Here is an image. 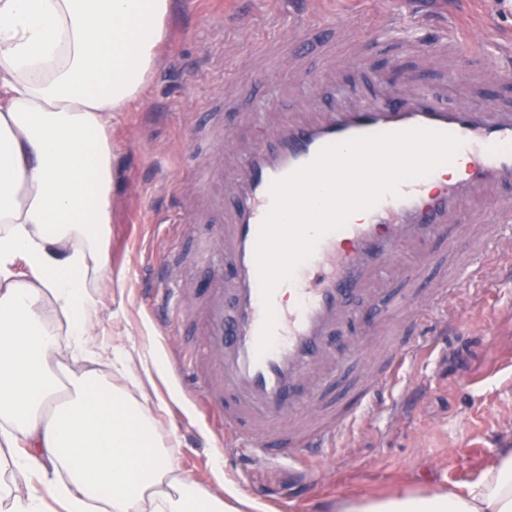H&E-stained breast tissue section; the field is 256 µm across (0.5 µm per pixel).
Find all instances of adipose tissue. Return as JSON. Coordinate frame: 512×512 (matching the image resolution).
<instances>
[{"label":"adipose tissue","instance_id":"ef3b65f1","mask_svg":"<svg viewBox=\"0 0 512 512\" xmlns=\"http://www.w3.org/2000/svg\"><path fill=\"white\" fill-rule=\"evenodd\" d=\"M170 8L0 0V461L25 477L0 483V512H44L48 496L65 512H242L246 502L180 473L120 346L110 364L126 387L93 369L60 378L43 315L54 301L72 360L83 358L111 268V117L143 92ZM336 512H512V440L466 490L351 497Z\"/></svg>","mask_w":512,"mask_h":512}]
</instances>
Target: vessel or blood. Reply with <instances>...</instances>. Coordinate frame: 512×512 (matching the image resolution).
Masks as SVG:
<instances>
[{
	"label": "vessel or blood",
	"instance_id": "obj_1",
	"mask_svg": "<svg viewBox=\"0 0 512 512\" xmlns=\"http://www.w3.org/2000/svg\"><path fill=\"white\" fill-rule=\"evenodd\" d=\"M315 0H288L299 86L337 85L336 98L261 100L257 111L225 125L203 163L200 193L207 213L201 260L208 277L194 303L177 289L173 311L193 320L209 349L203 379L224 427L251 439L265 463L280 457L323 458L361 413L379 408L387 385L416 352L405 326L460 325L453 299L463 287L512 271V98L486 101L475 76L512 84V41L490 53L491 32L449 26L434 0H406L379 31L419 54L464 50L475 71L423 78L418 69L368 72L332 55L304 64V49L324 17ZM427 128L463 141L457 176L435 169L324 235L298 266L292 305H275V341L256 345L264 320L255 248L272 204L273 181L310 163L325 147L377 133ZM443 276L422 290L429 269ZM363 366L356 402L336 405L323 383L339 359Z\"/></svg>",
	"mask_w": 512,
	"mask_h": 512
}]
</instances>
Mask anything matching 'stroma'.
<instances>
[{
	"instance_id": "obj_1",
	"label": "stroma",
	"mask_w": 512,
	"mask_h": 512,
	"mask_svg": "<svg viewBox=\"0 0 512 512\" xmlns=\"http://www.w3.org/2000/svg\"><path fill=\"white\" fill-rule=\"evenodd\" d=\"M330 20L321 45L367 68L391 62L374 34L340 35L336 18L356 12L385 16L391 0H317ZM283 0H171L169 36L143 93L112 118L115 145L111 280L100 283L102 324L87 347L118 343L133 359L156 360L161 373L142 379L140 392L173 446L188 479L228 496H243L258 512H334L352 496L382 497L397 489L463 490L512 434V275L494 274L469 292L462 331L430 339L390 385L395 411L354 423L321 464L253 461L252 449H226L221 416L200 403L201 381L179 367L195 339L165 319L158 299L174 281L203 285L204 266L184 249L199 224H176L179 204L197 198L194 171L211 148L213 126L248 111L266 85H293L291 47L284 41Z\"/></svg>"
}]
</instances>
